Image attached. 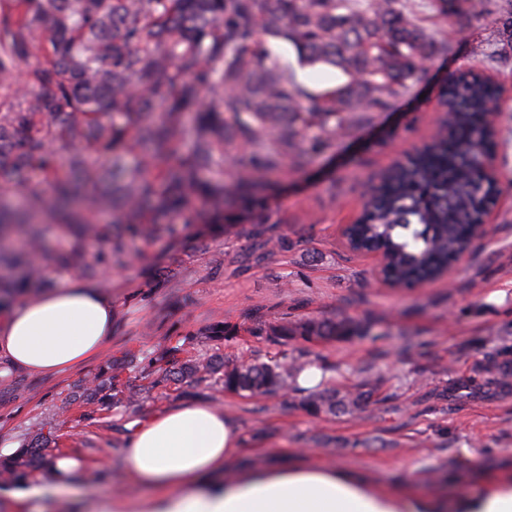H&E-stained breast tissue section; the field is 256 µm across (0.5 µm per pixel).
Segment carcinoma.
<instances>
[{"label": "carcinoma", "instance_id": "1", "mask_svg": "<svg viewBox=\"0 0 512 512\" xmlns=\"http://www.w3.org/2000/svg\"><path fill=\"white\" fill-rule=\"evenodd\" d=\"M444 20L469 13L471 0H431ZM291 45L300 64L324 65L346 81L315 93L272 57L267 41ZM451 43L421 27L403 0H0V183H19L37 168L53 178L50 193H35L19 209L0 195V276L3 295L42 275L49 250L42 224L69 230L58 262L91 271L119 257L126 237L175 232L174 219L192 223L191 202L204 199L224 217L237 199H257L285 162L304 166L333 147L336 136L370 112L391 109L419 82L423 62ZM497 90L481 75H455L444 86L447 118L430 143L392 166L373 186L364 220L348 230L353 248L386 257L388 280L435 278L478 233L484 208L498 189L483 169L496 147L488 114ZM96 155L112 158V188L84 153L54 148L57 130ZM134 142L140 162L127 166ZM247 149L229 154L226 146ZM233 177L205 180L217 160ZM121 199L118 223L127 236L107 240L87 214ZM254 249L261 261L287 239L259 225ZM97 240L107 253H89ZM255 311L242 324L219 320L201 332L217 350L178 359L180 348L161 341L145 359L109 363L75 391L74 399L103 418L131 407L141 392L170 385L218 386L246 398H273L269 409L311 415H354L392 378L370 367L351 385L307 390L299 374L316 364L311 344L350 343L386 335L378 324L352 318L283 315L262 323ZM246 329L291 352L258 355L246 364L220 347ZM129 372L148 381L135 390L119 383ZM476 386L512 395V349L498 348L475 367ZM54 418L35 425L27 450L0 456V486L38 481L32 458L53 459Z\"/></svg>", "mask_w": 512, "mask_h": 512}]
</instances>
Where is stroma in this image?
Masks as SVG:
<instances>
[{"label":"stroma","instance_id":"obj_1","mask_svg":"<svg viewBox=\"0 0 512 512\" xmlns=\"http://www.w3.org/2000/svg\"><path fill=\"white\" fill-rule=\"evenodd\" d=\"M407 3L420 24L451 39L453 49L432 60L425 80L393 110L371 114L305 169H285L258 204H229V233H204L212 215L199 201L196 223L178 224L175 236L130 242L122 265L95 279L114 297V331L103 350L59 374L14 371L0 383L1 444L22 445L28 429L53 414L60 454L78 458L81 472L106 473L102 481L76 483L79 507L58 505L50 512H93L116 491L142 498L144 489L123 463L124 426L169 405L146 397L136 408L114 411L108 425H91L71 400L77 387L105 362L152 352L157 339L176 346L214 321L238 324L255 310L267 321L284 313L382 320L390 331L383 340L326 342L313 352L333 365L331 379L339 384L356 383L369 363L397 375L402 398L392 399L386 386L361 415L334 418L289 408L267 411L260 399L195 389V396L235 421L250 443L248 459L309 452L314 462L421 492L432 488L430 471L447 480L449 491L470 493L512 474V396L482 392L472 383L475 361L512 342V48L503 43L498 23L512 0H475L460 25L438 19L429 0ZM471 67L502 91L491 159L501 197L488 234L448 278L414 290L383 287L375 280L374 258L351 253L341 228L359 216L372 183L430 140L442 118V84ZM258 225L275 226L287 251L255 261L249 245ZM216 256L223 267L212 265ZM407 344L413 348L409 356L402 351ZM406 399L411 408L403 407ZM322 437L336 438L343 451L331 453L319 445Z\"/></svg>","mask_w":512,"mask_h":512}]
</instances>
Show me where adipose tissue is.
Returning <instances> with one entry per match:
<instances>
[{
  "label": "adipose tissue",
  "mask_w": 512,
  "mask_h": 512,
  "mask_svg": "<svg viewBox=\"0 0 512 512\" xmlns=\"http://www.w3.org/2000/svg\"><path fill=\"white\" fill-rule=\"evenodd\" d=\"M112 319L111 293L83 281L13 299L0 310V370L51 375L78 366L101 351ZM125 430L127 470L147 495L104 501L102 512H512L510 477L475 494H421L288 457L225 480L246 438L206 402L162 409Z\"/></svg>",
  "instance_id": "1"
}]
</instances>
